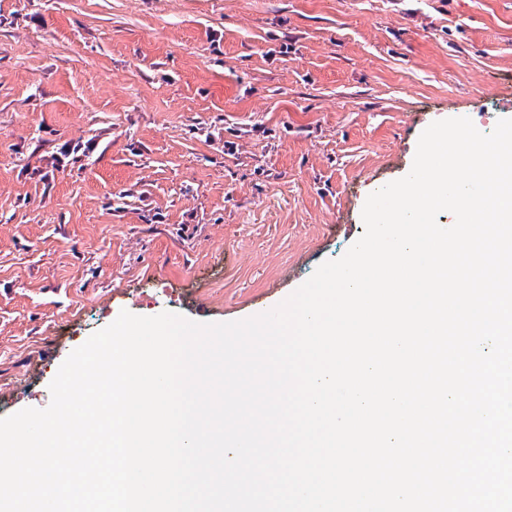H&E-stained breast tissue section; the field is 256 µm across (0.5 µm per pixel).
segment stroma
Instances as JSON below:
<instances>
[{"label":"stroma","mask_w":512,"mask_h":512,"mask_svg":"<svg viewBox=\"0 0 512 512\" xmlns=\"http://www.w3.org/2000/svg\"><path fill=\"white\" fill-rule=\"evenodd\" d=\"M458 117L512 118V0H0V418L121 311L275 307Z\"/></svg>","instance_id":"1"}]
</instances>
